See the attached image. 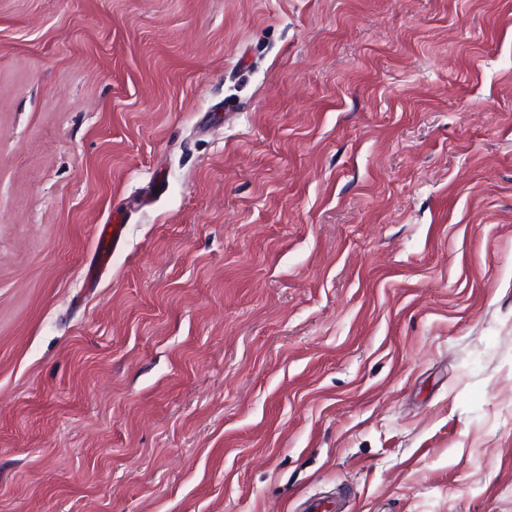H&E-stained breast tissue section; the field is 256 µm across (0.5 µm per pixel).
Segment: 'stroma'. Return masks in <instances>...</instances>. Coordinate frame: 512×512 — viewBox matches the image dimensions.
Returning a JSON list of instances; mask_svg holds the SVG:
<instances>
[{"mask_svg": "<svg viewBox=\"0 0 512 512\" xmlns=\"http://www.w3.org/2000/svg\"><path fill=\"white\" fill-rule=\"evenodd\" d=\"M312 501L512 512V0H0V512ZM124 218L120 214L112 216V224L100 226L95 255L100 268L107 267L111 259L118 254L124 245Z\"/></svg>", "mask_w": 512, "mask_h": 512, "instance_id": "obj_1", "label": "stroma"}]
</instances>
